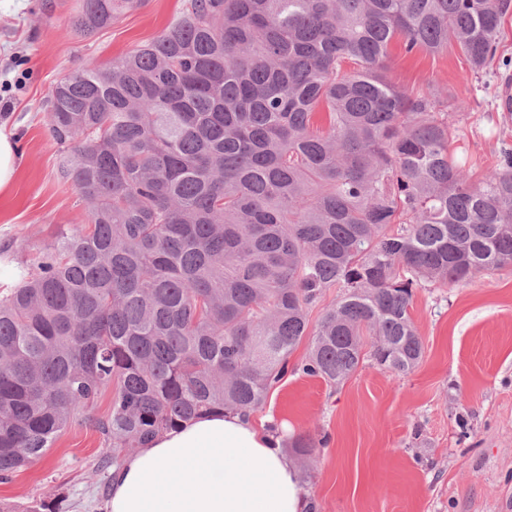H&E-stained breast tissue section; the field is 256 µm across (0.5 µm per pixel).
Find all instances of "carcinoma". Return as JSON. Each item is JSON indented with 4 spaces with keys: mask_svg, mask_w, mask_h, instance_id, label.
<instances>
[{
    "mask_svg": "<svg viewBox=\"0 0 512 512\" xmlns=\"http://www.w3.org/2000/svg\"><path fill=\"white\" fill-rule=\"evenodd\" d=\"M141 4L82 0L70 28L91 35ZM511 13L512 0H185L152 43L55 84L48 124L88 224L44 243L0 300V483L79 419L116 466L194 416L248 414L305 338L299 370L331 386L367 357L417 367L414 288L512 265V150L470 183L448 115L391 80V46L454 44L478 71ZM329 288L343 292L313 325Z\"/></svg>",
    "mask_w": 512,
    "mask_h": 512,
    "instance_id": "carcinoma-1",
    "label": "carcinoma"
}]
</instances>
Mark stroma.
<instances>
[{"label": "stroma", "mask_w": 512, "mask_h": 512, "mask_svg": "<svg viewBox=\"0 0 512 512\" xmlns=\"http://www.w3.org/2000/svg\"><path fill=\"white\" fill-rule=\"evenodd\" d=\"M184 0H145L92 37L70 31L81 0H0V93L10 111L0 129L17 145V176L0 195V297L17 265L59 232L87 222L86 206L61 172V147L47 122L52 87L86 61L103 64L144 45L175 20ZM398 85L433 93L447 113L455 154L471 155L472 179L512 149V67L473 73L456 46L436 55L391 47ZM411 315L424 353L397 375L364 361L337 386L294 369L253 412L256 424L310 435L296 459L318 512H512V266L469 282L414 292ZM101 439L85 424L62 432L39 463L0 483V503L29 512L56 501L60 512H105L110 468Z\"/></svg>", "instance_id": "1"}]
</instances>
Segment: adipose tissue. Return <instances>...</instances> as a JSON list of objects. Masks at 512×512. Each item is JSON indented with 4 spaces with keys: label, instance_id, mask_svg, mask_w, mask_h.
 I'll return each mask as SVG.
<instances>
[{
    "label": "adipose tissue",
    "instance_id": "1",
    "mask_svg": "<svg viewBox=\"0 0 512 512\" xmlns=\"http://www.w3.org/2000/svg\"><path fill=\"white\" fill-rule=\"evenodd\" d=\"M280 431L215 411L158 434L110 474L107 512H305Z\"/></svg>",
    "mask_w": 512,
    "mask_h": 512
}]
</instances>
